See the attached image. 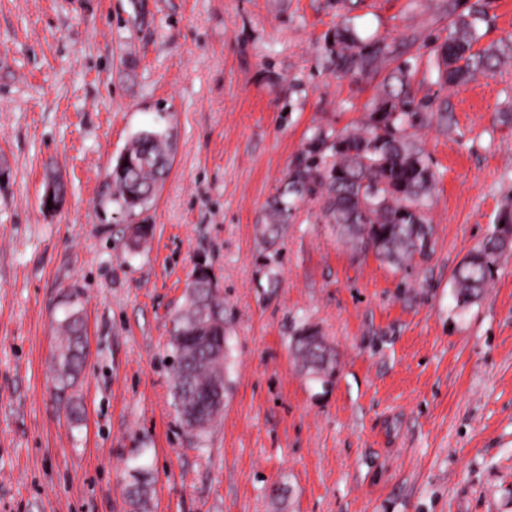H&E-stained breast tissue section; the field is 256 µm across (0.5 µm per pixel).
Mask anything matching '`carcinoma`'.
<instances>
[{
	"instance_id": "obj_1",
	"label": "carcinoma",
	"mask_w": 512,
	"mask_h": 512,
	"mask_svg": "<svg viewBox=\"0 0 512 512\" xmlns=\"http://www.w3.org/2000/svg\"><path fill=\"white\" fill-rule=\"evenodd\" d=\"M488 0H475L460 9L459 0H446L444 15L448 36L428 55H417L416 64L402 59L401 47H411L416 38L400 42L375 37L359 39L346 24L336 28V74L352 78H375L380 94L361 129L331 136L317 131L307 149L287 172L289 201L279 195L268 202L264 219L255 225L263 259L262 270L278 282L277 243L286 224L306 198L322 202L320 220L333 224L340 238L358 255L369 252L382 263L401 269L413 260H425L435 252L434 227L429 218L432 189L437 181L422 142L411 130L422 125L425 112L437 113L452 127V109L440 91L469 81L478 72L496 73L512 65V35L486 47H478L481 28L489 24ZM436 75L439 91L416 101L411 91L418 72ZM173 136L169 130L139 132L106 175L100 205L115 204L128 218L137 216L159 192L171 165ZM501 227L463 259L454 273L455 299L465 307L480 298L501 270L503 256L512 251L504 238L512 235V208L497 219ZM208 265L198 263L188 275L184 302L170 316L169 346L173 356L170 380L174 408L185 428L201 441L222 416V410L206 402L208 392L228 388L222 373L229 357L233 317L224 307L219 287H209ZM57 344L53 353L57 393L78 414L73 389L87 358L84 322L76 302L69 303L57 321ZM289 349L303 369L316 379L332 377L336 354L320 330L302 323L291 336ZM127 499L133 512H144L152 475L144 466L134 469Z\"/></svg>"
}]
</instances>
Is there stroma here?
Segmentation results:
<instances>
[{"instance_id": "35a3bbf8", "label": "stroma", "mask_w": 512, "mask_h": 512, "mask_svg": "<svg viewBox=\"0 0 512 512\" xmlns=\"http://www.w3.org/2000/svg\"><path fill=\"white\" fill-rule=\"evenodd\" d=\"M442 0H0V512H512V258L461 308L454 272L512 204V70L451 88L416 134L439 173L436 250L397 271L355 256L308 199L277 284L254 226L316 131L362 125L377 80L336 76L333 33L442 40ZM171 130L136 222L100 206L131 137ZM60 203L45 208L48 186ZM208 263L234 318L230 389L203 445L168 376L169 314ZM78 293L88 358L70 416L53 328ZM316 325L325 382L289 340ZM289 349L308 374L318 380L332 377L336 354L316 326L304 322L296 328ZM133 471L132 481L127 489V499L133 512H145L147 489L152 482V475L144 466L136 467Z\"/></svg>"}]
</instances>
